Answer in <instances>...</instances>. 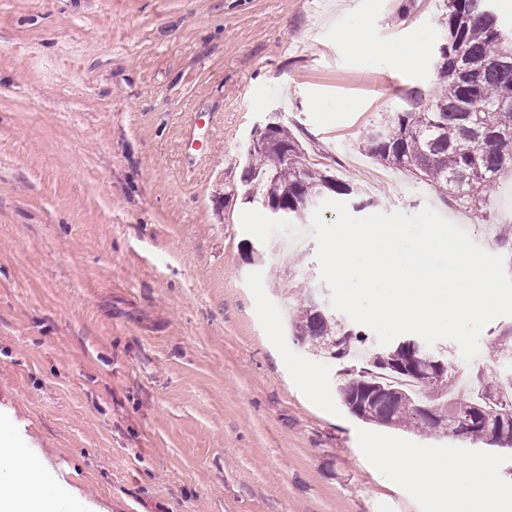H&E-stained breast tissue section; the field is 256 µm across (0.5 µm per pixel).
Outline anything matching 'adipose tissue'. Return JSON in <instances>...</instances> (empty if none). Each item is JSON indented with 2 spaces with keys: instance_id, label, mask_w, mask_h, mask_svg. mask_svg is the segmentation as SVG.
I'll return each mask as SVG.
<instances>
[{
  "instance_id": "obj_1",
  "label": "adipose tissue",
  "mask_w": 512,
  "mask_h": 512,
  "mask_svg": "<svg viewBox=\"0 0 512 512\" xmlns=\"http://www.w3.org/2000/svg\"><path fill=\"white\" fill-rule=\"evenodd\" d=\"M432 469L437 479L421 484L422 494L444 496L448 512H490L491 461L448 459L434 463ZM71 497L41 458L24 455L0 429V512H72Z\"/></svg>"
}]
</instances>
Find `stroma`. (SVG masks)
<instances>
[{"instance_id":"1","label":"stroma","mask_w":512,"mask_h":512,"mask_svg":"<svg viewBox=\"0 0 512 512\" xmlns=\"http://www.w3.org/2000/svg\"><path fill=\"white\" fill-rule=\"evenodd\" d=\"M440 0H0V427L60 468L78 512H448L378 448L512 451L364 422L341 362L286 337L316 244L243 200V150L278 119L357 187L356 216L432 206L512 274V173L481 211L360 154L359 133L429 90ZM367 33L372 48L355 49ZM209 115L207 157L183 143ZM490 322L461 380L512 371Z\"/></svg>"}]
</instances>
